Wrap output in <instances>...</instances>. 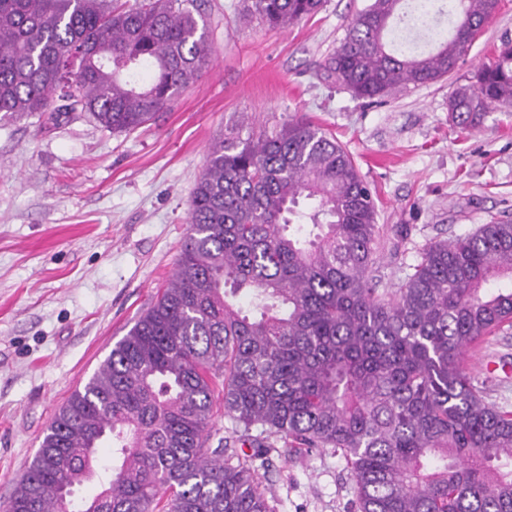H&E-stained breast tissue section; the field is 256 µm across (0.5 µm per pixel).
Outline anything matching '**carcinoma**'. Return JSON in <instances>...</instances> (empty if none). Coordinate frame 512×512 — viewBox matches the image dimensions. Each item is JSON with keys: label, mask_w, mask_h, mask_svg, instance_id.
Segmentation results:
<instances>
[{"label": "carcinoma", "mask_w": 512, "mask_h": 512, "mask_svg": "<svg viewBox=\"0 0 512 512\" xmlns=\"http://www.w3.org/2000/svg\"><path fill=\"white\" fill-rule=\"evenodd\" d=\"M322 5L249 0L244 19L284 30ZM495 7L371 0L326 69L369 100L438 83ZM444 16L451 36L434 51L389 48L392 24L429 32ZM211 63L197 0H0L3 118L87 112L131 132ZM502 107L508 38L448 97L462 130ZM188 224L168 283L55 414L3 512H274L259 468L278 440L341 451L358 512H512V411L485 400L465 362L512 326L511 222L430 244L380 293L372 193L336 137L293 117L213 142ZM219 388L237 436L212 448ZM256 426L269 441L240 455Z\"/></svg>", "instance_id": "carcinoma-1"}]
</instances>
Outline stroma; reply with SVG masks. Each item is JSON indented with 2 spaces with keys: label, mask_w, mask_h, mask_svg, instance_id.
Masks as SVG:
<instances>
[{
  "label": "stroma",
  "mask_w": 512,
  "mask_h": 512,
  "mask_svg": "<svg viewBox=\"0 0 512 512\" xmlns=\"http://www.w3.org/2000/svg\"><path fill=\"white\" fill-rule=\"evenodd\" d=\"M200 3L212 65L150 124L125 134L86 114L0 119V505L54 414L166 284L215 138L294 115L334 135L376 201L382 289L400 288L427 245L512 221V111L469 132L448 112L454 88L512 39V0L455 72L379 103L325 74L369 0H325L285 30L242 22L243 0ZM469 362L487 401L512 411V327ZM261 477L275 512L355 510L335 449L273 456Z\"/></svg>",
  "instance_id": "35a3bbf8"
}]
</instances>
